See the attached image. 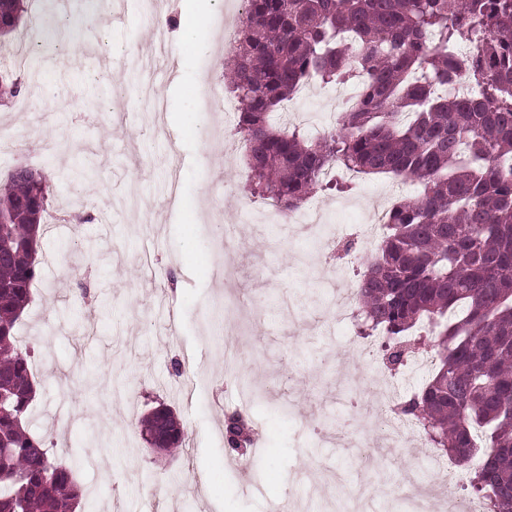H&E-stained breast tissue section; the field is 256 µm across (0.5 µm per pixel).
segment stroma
I'll return each instance as SVG.
<instances>
[{"label": "stroma", "instance_id": "1", "mask_svg": "<svg viewBox=\"0 0 512 512\" xmlns=\"http://www.w3.org/2000/svg\"><path fill=\"white\" fill-rule=\"evenodd\" d=\"M98 12L109 40L84 23ZM203 23L206 41H172L180 65L164 66L156 82L165 134L146 142L123 59L148 51L154 29L134 0H33L22 22L33 39L51 36L43 54L58 77L48 86L18 71L19 99L0 106V134L16 144L0 157V175L26 165L56 176L96 163L76 191L51 198L33 302L17 328L37 382L35 428L73 467L88 512H270L275 503L296 512L295 500L308 498L303 473L320 474L334 499L340 477L351 487L398 483L409 465L428 473L427 455L409 450L382 449L358 467L355 449L323 447L304 423L326 415L330 432L377 436L381 416L361 415L352 400L373 388L378 368L359 359L355 322L337 313L326 286L336 277L355 284L361 261L329 259L321 236L355 238L368 191L400 194L391 178L363 176L353 192L316 193L327 215L322 233L268 224L256 238L265 203L244 191V145L226 128L213 135L220 116L199 111L193 96L204 81L224 89L226 44L213 0ZM172 154L182 169L175 206L163 193ZM217 205L240 226L237 247L211 236ZM252 313L259 319L240 338L245 374L269 392L254 403L224 375V326ZM183 378L191 394L179 390ZM161 404L184 432L172 454L154 452L141 433L142 418ZM232 412L254 432L245 457L224 440Z\"/></svg>", "mask_w": 512, "mask_h": 512}]
</instances>
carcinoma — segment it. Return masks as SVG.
Instances as JSON below:
<instances>
[{
    "mask_svg": "<svg viewBox=\"0 0 512 512\" xmlns=\"http://www.w3.org/2000/svg\"><path fill=\"white\" fill-rule=\"evenodd\" d=\"M27 0H0V38ZM224 65L245 144L252 196L288 210L327 168L410 177L411 198L388 212L386 234L355 287L359 334L383 333L400 367L428 325L434 372L396 404L460 466L479 455L471 492L512 512V0H246ZM359 87L327 135L273 116L312 78ZM467 85L463 94L448 87ZM45 170L0 179V512H77L73 469L32 428L30 355L16 326L32 299L43 217L54 194ZM160 447L182 444L170 409L144 419ZM228 446L249 439L224 418Z\"/></svg>",
    "mask_w": 512,
    "mask_h": 512,
    "instance_id": "obj_1",
    "label": "carcinoma"
}]
</instances>
